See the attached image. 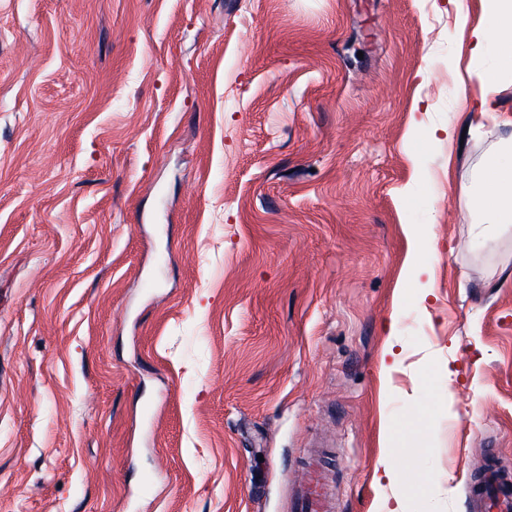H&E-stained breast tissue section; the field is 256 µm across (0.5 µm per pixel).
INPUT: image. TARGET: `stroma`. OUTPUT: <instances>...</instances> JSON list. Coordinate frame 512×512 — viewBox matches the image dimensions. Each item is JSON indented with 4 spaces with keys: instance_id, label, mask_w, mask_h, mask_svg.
<instances>
[{
    "instance_id": "stroma-1",
    "label": "stroma",
    "mask_w": 512,
    "mask_h": 512,
    "mask_svg": "<svg viewBox=\"0 0 512 512\" xmlns=\"http://www.w3.org/2000/svg\"><path fill=\"white\" fill-rule=\"evenodd\" d=\"M457 28L0 0V512H289L319 446L336 512L512 489V224L467 209L512 87L459 100Z\"/></svg>"
}]
</instances>
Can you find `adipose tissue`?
<instances>
[{
    "label": "adipose tissue",
    "instance_id": "obj_1",
    "mask_svg": "<svg viewBox=\"0 0 512 512\" xmlns=\"http://www.w3.org/2000/svg\"><path fill=\"white\" fill-rule=\"evenodd\" d=\"M469 41L473 64L466 79L479 85L487 102L512 83V0H482V18ZM469 210L476 240H494L512 224V137L499 139L478 169Z\"/></svg>",
    "mask_w": 512,
    "mask_h": 512
}]
</instances>
